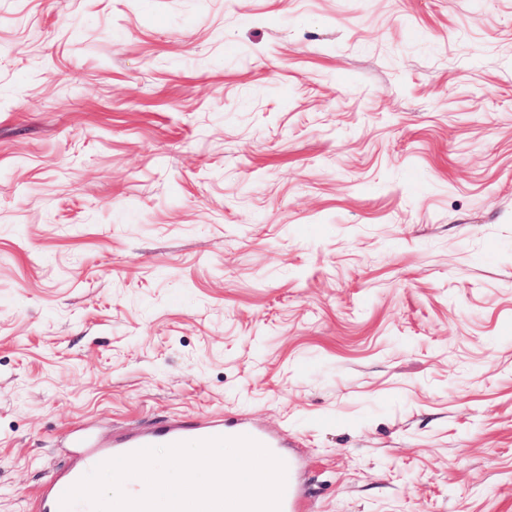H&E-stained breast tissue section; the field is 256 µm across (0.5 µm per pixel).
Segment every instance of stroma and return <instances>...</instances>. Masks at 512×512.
I'll return each instance as SVG.
<instances>
[{"label":"stroma","instance_id":"1","mask_svg":"<svg viewBox=\"0 0 512 512\" xmlns=\"http://www.w3.org/2000/svg\"><path fill=\"white\" fill-rule=\"evenodd\" d=\"M219 415L512 512V0H0V512ZM249 437L267 448L286 465V485L281 498L280 512H304L302 493L288 476L292 462L283 457L279 448L288 443L267 431L224 420V417L195 421H167L134 433L100 439L85 428L72 432L68 448H75L70 463L53 472L46 480L33 504V512H60L64 493L95 466L105 461L128 455L149 447H163L178 443L202 441L217 437Z\"/></svg>","mask_w":512,"mask_h":512}]
</instances>
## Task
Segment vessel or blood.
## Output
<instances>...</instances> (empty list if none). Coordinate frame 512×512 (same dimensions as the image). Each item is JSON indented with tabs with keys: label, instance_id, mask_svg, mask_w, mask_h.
Wrapping results in <instances>:
<instances>
[{
	"label": "vessel or blood",
	"instance_id": "obj_1",
	"mask_svg": "<svg viewBox=\"0 0 512 512\" xmlns=\"http://www.w3.org/2000/svg\"><path fill=\"white\" fill-rule=\"evenodd\" d=\"M244 436L255 440L274 454L284 445L282 439L263 429L221 417L195 421H167L108 440L100 439L88 429H76L69 442L74 450L70 463L48 477L33 504V512H60V502L64 493L95 466L105 461L149 447L170 446L217 437Z\"/></svg>",
	"mask_w": 512,
	"mask_h": 512
}]
</instances>
